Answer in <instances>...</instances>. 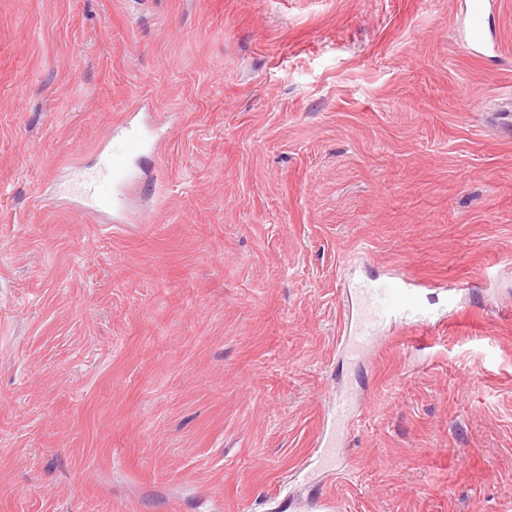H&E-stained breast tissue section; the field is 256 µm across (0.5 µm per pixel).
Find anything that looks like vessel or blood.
<instances>
[{"label": "vessel or blood", "instance_id": "vessel-or-blood-1", "mask_svg": "<svg viewBox=\"0 0 512 512\" xmlns=\"http://www.w3.org/2000/svg\"><path fill=\"white\" fill-rule=\"evenodd\" d=\"M487 0H469L467 45L469 49L481 47L486 40L485 12ZM110 140L97 154V166L85 176L84 199L94 209L115 213L124 209L125 191L129 185L131 159L147 151H157L147 129L138 121L136 112H128L115 120ZM355 294L358 309L344 329L341 342L351 356H359L369 341L374 339L387 323L400 319L420 321L419 294L415 282L409 278H388L363 281L357 284ZM353 411V399L345 394L336 400V423L328 430L321 455V464L329 473L340 471L342 465L335 452L342 426Z\"/></svg>", "mask_w": 512, "mask_h": 512}]
</instances>
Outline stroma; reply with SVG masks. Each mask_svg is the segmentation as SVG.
<instances>
[{
	"label": "stroma",
	"mask_w": 512,
	"mask_h": 512,
	"mask_svg": "<svg viewBox=\"0 0 512 512\" xmlns=\"http://www.w3.org/2000/svg\"><path fill=\"white\" fill-rule=\"evenodd\" d=\"M460 2L0 0V512H512V0L487 59ZM393 273L430 322L350 359ZM347 386L350 471L296 482ZM142 108L148 109V103L143 101L113 122L108 140L97 154L96 168L84 178L83 198L94 209L122 213L131 159L146 151H160L158 143L151 142L149 131L137 120Z\"/></svg>",
	"instance_id": "stroma-1"
}]
</instances>
